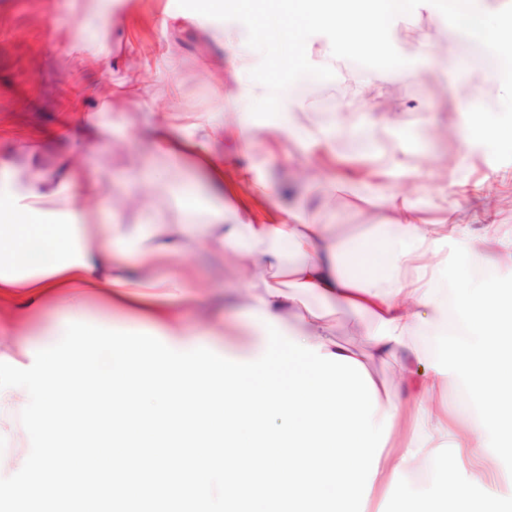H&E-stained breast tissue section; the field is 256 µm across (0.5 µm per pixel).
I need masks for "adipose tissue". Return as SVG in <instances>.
Returning <instances> with one entry per match:
<instances>
[{"label": "adipose tissue", "instance_id": "obj_1", "mask_svg": "<svg viewBox=\"0 0 512 512\" xmlns=\"http://www.w3.org/2000/svg\"><path fill=\"white\" fill-rule=\"evenodd\" d=\"M436 0H295L289 13L294 27L306 31H335L337 19L346 22L344 35H357L378 44L386 19H409L420 2ZM118 0H90L73 17V51L95 65L111 68L112 46L90 38L100 22H111ZM273 20L252 34L251 51L239 54L234 65L235 89L219 99L213 111L196 116L180 131L168 114L149 115L153 145L171 162H186L202 173L216 194L245 193L256 207L232 213L211 211L208 223L156 224L150 211L139 223H123L120 212L101 216L94 201L103 199L100 183H86L74 193L72 171L59 158L29 156L18 162L0 153V305L11 314L0 319V357H21L30 365L29 350L55 345L64 336L56 322L29 338L19 328L29 310L46 305L60 309L64 319L111 326L113 316L131 324L147 321L153 332L176 349L197 343L193 331L162 306L173 296L195 304L197 293L180 259L188 242L216 252L231 250L242 261L248 281L251 313L272 318L293 340L320 347L322 353L353 356V349L336 341L325 312L313 309L314 297L340 300L369 314L364 332L370 354L364 367L377 359H396L398 385L374 378L378 408L374 423L391 414L389 438L373 477L365 512H382L383 498L392 512H416L428 500L426 488L411 486L407 476L419 467L431 471L439 488L437 512H481L477 501L493 480L502 448L512 447V232L491 218L479 224H431L407 198L386 192L382 182L371 186L373 197L392 215L388 224L370 225L366 234L336 239L329 227L307 206L269 211L259 199L271 198L264 181L237 182L224 173V154L218 144L246 146L254 129L248 114L255 103L270 102L276 112L275 138L305 139L298 121L302 102L291 93V81L305 76L293 53L279 57L287 81L259 83L249 72L256 52L276 36ZM502 60L499 110L485 119L477 95L467 102V128L461 137L460 160L482 145L512 139V33L501 37ZM141 88L96 87L95 110L78 114L72 126L56 137L66 147L71 130L85 143L112 136L115 102L143 97ZM453 244L484 276L468 280L465 288L449 289L447 258L440 252ZM172 261L162 277H150L145 266ZM100 311H91L89 301ZM449 327L453 345L449 360L426 362L412 343L419 329ZM246 342L213 334L208 345L234 360H254L267 346L261 326L249 323ZM458 382L466 401L448 402L449 382ZM467 472L458 483V472Z\"/></svg>", "mask_w": 512, "mask_h": 512}]
</instances>
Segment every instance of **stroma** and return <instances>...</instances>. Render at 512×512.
Here are the masks:
<instances>
[{
	"mask_svg": "<svg viewBox=\"0 0 512 512\" xmlns=\"http://www.w3.org/2000/svg\"><path fill=\"white\" fill-rule=\"evenodd\" d=\"M72 0H0V151L24 155L34 150L49 155L55 150L54 136L69 121L85 91L106 83L137 86L146 91L147 106L155 112L170 113L174 124L185 114L212 111L218 95L232 91L234 84L214 65L216 58L232 64L236 48H225L204 38L203 29L217 20L208 0H125L112 19V53L123 62L106 72L86 59L67 52L66 32L71 23ZM447 0L439 9L423 10L408 21L391 25L384 34L390 54L401 53L420 39L431 42L433 58L417 73L393 75L365 94L358 92L362 73L350 67L353 52L334 44L332 35L299 34L289 31L288 43L300 46L301 65L321 63L327 50H335L333 69L319 72L316 89L305 96L302 121L316 130L328 122L327 108L341 111L345 132L337 134L333 157H324L317 146L295 142L278 144L268 123L267 108H257L255 130L245 150L224 147V165L233 175L263 179L281 191L282 204L304 201L314 207L323 223L340 239L359 235L369 225L386 223L388 212L371 199L339 194L321 176L331 165L343 170L372 167L364 148L392 140L383 151L388 160L384 182L391 192L406 196L433 224L455 219L461 224H479L484 213L495 222L512 227V178L502 172L512 169V142L488 144L466 162L456 159L457 133L462 121L458 104L465 87L475 85L482 92L484 111L498 109L500 68H461L460 52L488 56L485 37L468 35L466 26L450 27ZM183 15L187 21L178 29L167 27L169 16ZM179 64L176 82L164 74L168 58ZM146 106V107H147ZM144 109V108H143ZM135 104L121 106L127 122L125 134L100 143L94 150L74 154L71 165L77 182H100L111 195L112 205L122 208L128 223H135L139 208L125 205L123 179L137 170L152 152V138ZM365 128V136L354 131ZM419 138L422 148L413 153L395 132ZM421 167L419 182H409L404 166ZM481 183L480 198L461 199L448 195L451 183ZM145 208L159 223L180 224L189 219L205 220V209L186 212L171 199L165 183L143 191ZM199 272L203 303L212 319L235 318L247 322L250 310L247 285L237 254L195 248L187 257ZM315 306L333 310L336 339L341 344L364 349L361 329L368 317L348 309L341 302L315 299Z\"/></svg>",
	"mask_w": 512,
	"mask_h": 512,
	"instance_id": "35a3bbf8",
	"label": "stroma"
}]
</instances>
